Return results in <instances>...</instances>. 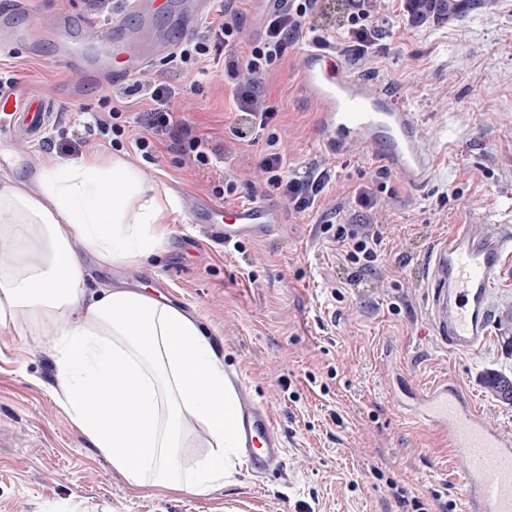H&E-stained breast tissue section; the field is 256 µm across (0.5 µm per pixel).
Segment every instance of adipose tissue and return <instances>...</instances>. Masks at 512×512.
<instances>
[{
    "label": "adipose tissue",
    "instance_id": "1",
    "mask_svg": "<svg viewBox=\"0 0 512 512\" xmlns=\"http://www.w3.org/2000/svg\"><path fill=\"white\" fill-rule=\"evenodd\" d=\"M172 210L117 156L47 163L31 189L0 181V332L53 328L69 417L115 471L155 496L232 483L237 396L196 319L144 290L88 295L72 243L100 264L136 265L162 246ZM190 416L206 425L211 454L184 479Z\"/></svg>",
    "mask_w": 512,
    "mask_h": 512
}]
</instances>
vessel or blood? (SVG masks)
<instances>
[{"instance_id": "obj_1", "label": "vessel or blood", "mask_w": 512, "mask_h": 512, "mask_svg": "<svg viewBox=\"0 0 512 512\" xmlns=\"http://www.w3.org/2000/svg\"><path fill=\"white\" fill-rule=\"evenodd\" d=\"M23 6V0H12L0 12V55L22 44L29 57L38 58L44 45H52L56 64L77 70L94 87L104 75L116 84L132 81L175 50L172 42L132 31L128 22L132 16L143 20L166 15L169 0H123L121 10L108 21L113 47L106 54L86 47L64 14L44 27L15 25L13 13ZM215 6L216 0H183L179 32L196 33ZM297 84L312 106L327 153L338 157L352 146L365 145L378 167L409 187L418 190L430 180L434 160L418 136L417 114L396 92L359 77L335 56L314 47L297 57ZM57 117L54 103L29 82H0V147L18 136L42 140ZM199 221L229 243L272 234L281 209L267 198L233 207L208 205L201 208ZM511 251V236H477L465 224L456 225L432 249L427 273L431 310L439 335L452 348L471 350L482 344L488 333L489 279ZM421 417L446 433L449 448L465 460V512H512V439L491 428L456 388L445 384L430 391ZM237 430L255 473L281 467L282 438L267 408L242 409Z\"/></svg>"}]
</instances>
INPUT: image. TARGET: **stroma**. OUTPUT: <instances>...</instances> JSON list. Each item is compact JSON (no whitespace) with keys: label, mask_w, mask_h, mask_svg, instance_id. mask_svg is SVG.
<instances>
[{"label":"stroma","mask_w":512,"mask_h":512,"mask_svg":"<svg viewBox=\"0 0 512 512\" xmlns=\"http://www.w3.org/2000/svg\"><path fill=\"white\" fill-rule=\"evenodd\" d=\"M18 24L67 10L94 22L87 0H28ZM380 40L352 64L363 78L407 95L419 133L435 160L420 190L372 163L368 148L340 157L323 150L314 116L296 86L302 41L288 43L266 87L275 117L253 146L235 140L243 119L222 79L202 78L157 61L144 82L180 88L175 125L209 144L210 165L160 137L158 159L136 157L134 140L150 119L131 99L115 139L98 153L120 154L175 204L162 249L135 266L86 261L88 290L146 288L192 312L227 374L271 411L284 443L277 472L260 478L242 463L233 484L199 495H147L116 473L69 418L57 381L52 329L24 337L0 334V512H463L464 462L448 440L415 417L424 395L447 381L468 397L489 426L512 438V405L498 402L481 376L512 372V349L498 330L512 309V254L489 285L488 334L470 351L448 348L432 321L426 266L434 243L455 225L473 234L512 233V0H489L452 21L408 26L399 0H378ZM24 51L0 58V75L27 78L54 97L60 116L48 134L52 152L18 148L0 179L32 184L49 158L88 153L86 128L112 106L114 89L73 93L71 71ZM276 146H269V137ZM286 153L290 176L316 167L335 174L324 209L339 222L362 223L356 192H373L388 218L371 266L342 261L319 212L299 213L264 184L258 168L270 149ZM246 169L248 184L215 196L226 172ZM256 197L279 201L282 224L268 237L224 244L195 223L196 203L224 206Z\"/></svg>","instance_id":"obj_1"}]
</instances>
